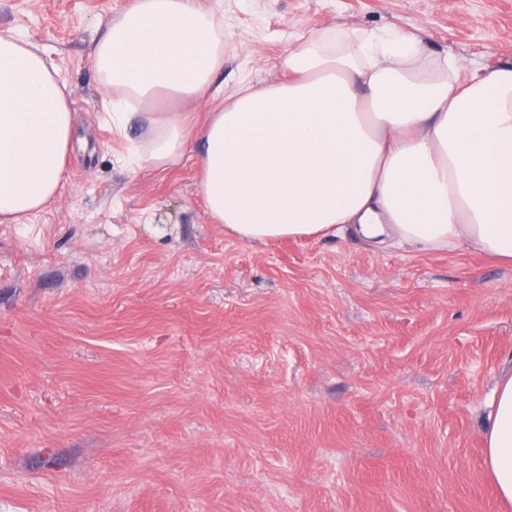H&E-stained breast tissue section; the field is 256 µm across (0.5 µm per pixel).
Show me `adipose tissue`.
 <instances>
[{
	"label": "adipose tissue",
	"mask_w": 512,
	"mask_h": 512,
	"mask_svg": "<svg viewBox=\"0 0 512 512\" xmlns=\"http://www.w3.org/2000/svg\"><path fill=\"white\" fill-rule=\"evenodd\" d=\"M224 20L198 0H134L92 49L104 122L148 114L138 167L197 157L207 211L240 240L316 238L339 228L376 248L464 245L512 264V68L466 81L424 77L415 43L366 35L348 53L311 41L280 60L282 81L232 92ZM168 111H156L160 97ZM210 98L205 122L179 106ZM52 57L0 31V223L28 224L60 190L74 138ZM485 465L512 504V374L491 401Z\"/></svg>",
	"instance_id": "obj_1"
}]
</instances>
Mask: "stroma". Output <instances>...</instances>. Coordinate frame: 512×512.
<instances>
[{"instance_id":"1","label":"stroma","mask_w":512,"mask_h":512,"mask_svg":"<svg viewBox=\"0 0 512 512\" xmlns=\"http://www.w3.org/2000/svg\"><path fill=\"white\" fill-rule=\"evenodd\" d=\"M133 0H0L50 53L88 149L0 224V512H505L484 466L512 373V266L342 231L240 241L194 158L134 170L91 51ZM512 66V0H224L225 91L317 37Z\"/></svg>"}]
</instances>
